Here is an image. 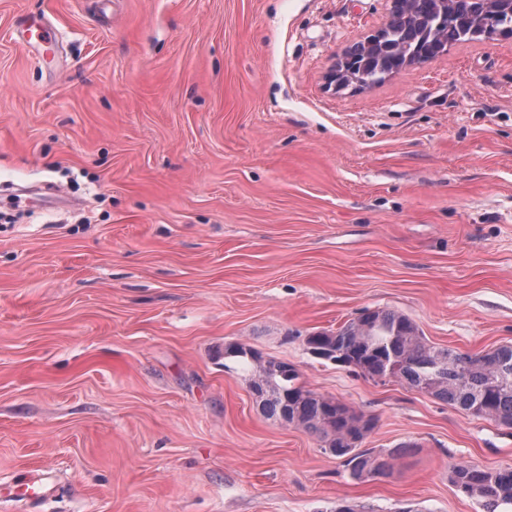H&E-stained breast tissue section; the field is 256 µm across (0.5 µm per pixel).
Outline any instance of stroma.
<instances>
[{"label":"stroma","mask_w":512,"mask_h":512,"mask_svg":"<svg viewBox=\"0 0 512 512\" xmlns=\"http://www.w3.org/2000/svg\"><path fill=\"white\" fill-rule=\"evenodd\" d=\"M390 8L0 0V512H481L448 471L512 468V428L302 343L390 309L512 344V36L329 87ZM45 19L50 54L22 37ZM229 342L372 417L363 448L416 451L351 479Z\"/></svg>","instance_id":"obj_1"}]
</instances>
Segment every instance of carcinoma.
Segmentation results:
<instances>
[{
  "label": "carcinoma",
  "instance_id": "obj_1",
  "mask_svg": "<svg viewBox=\"0 0 512 512\" xmlns=\"http://www.w3.org/2000/svg\"><path fill=\"white\" fill-rule=\"evenodd\" d=\"M508 32L512 35V2L508 0H413L403 13L390 15L385 35L365 46L346 65L362 84L381 81L405 67L407 58L426 61L448 44L465 37ZM348 360L347 369L365 379L385 378L421 389L466 413L512 428V345L485 355L458 352L428 343L418 327L393 310H366L334 332L316 331ZM224 357L242 366L259 391V406L269 418L288 421L317 436L323 448L343 462L349 476L389 477L415 443L375 453L360 445L374 419L354 413L337 401L306 388L298 370L288 366L257 376L256 351L239 347ZM449 482L484 512H512V469L455 464Z\"/></svg>",
  "mask_w": 512,
  "mask_h": 512
}]
</instances>
